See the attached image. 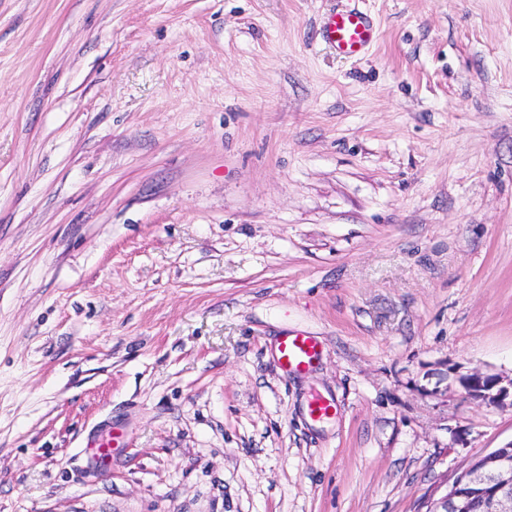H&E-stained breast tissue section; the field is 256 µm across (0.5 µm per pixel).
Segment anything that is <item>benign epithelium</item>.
Segmentation results:
<instances>
[{"label":"benign epithelium","mask_w":512,"mask_h":512,"mask_svg":"<svg viewBox=\"0 0 512 512\" xmlns=\"http://www.w3.org/2000/svg\"><path fill=\"white\" fill-rule=\"evenodd\" d=\"M462 384L469 398L488 405L512 398V377L476 371ZM477 497L483 512H512V441L471 460L442 493L426 495L422 507L425 512H473Z\"/></svg>","instance_id":"obj_1"}]
</instances>
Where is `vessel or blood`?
<instances>
[{
    "label": "vessel or blood",
    "instance_id": "b4317fda",
    "mask_svg": "<svg viewBox=\"0 0 512 512\" xmlns=\"http://www.w3.org/2000/svg\"><path fill=\"white\" fill-rule=\"evenodd\" d=\"M321 35L337 55L356 58L374 42L376 30L369 17L358 9H338L327 14ZM322 348L321 341L310 332H286L275 344L277 365L287 375L307 372L321 355Z\"/></svg>",
    "mask_w": 512,
    "mask_h": 512
}]
</instances>
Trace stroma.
Masks as SVG:
<instances>
[{"label":"stroma","instance_id":"stroma-1","mask_svg":"<svg viewBox=\"0 0 512 512\" xmlns=\"http://www.w3.org/2000/svg\"><path fill=\"white\" fill-rule=\"evenodd\" d=\"M475 370L512 375V0H0V512H418L512 440ZM321 35L337 55L357 58L374 42L376 30L369 17L358 9H336L325 17ZM322 342L308 331H288L275 344V357L285 375L307 372L322 354Z\"/></svg>","mask_w":512,"mask_h":512}]
</instances>
